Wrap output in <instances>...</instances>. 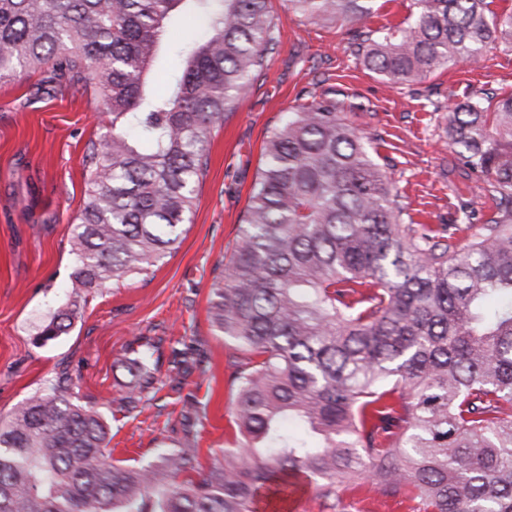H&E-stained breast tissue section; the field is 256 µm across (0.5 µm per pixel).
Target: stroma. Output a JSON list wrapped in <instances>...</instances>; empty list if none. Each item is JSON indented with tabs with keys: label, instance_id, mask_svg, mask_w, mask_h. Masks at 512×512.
Listing matches in <instances>:
<instances>
[{
	"label": "stroma",
	"instance_id": "35a3bbf8",
	"mask_svg": "<svg viewBox=\"0 0 512 512\" xmlns=\"http://www.w3.org/2000/svg\"><path fill=\"white\" fill-rule=\"evenodd\" d=\"M270 7L277 43L238 107L211 132L209 171L178 249L153 279L121 278L100 288L68 334L42 345L34 342L37 333L67 299L68 237L85 200L87 144L111 116L40 72L0 82V418L43 393L65 368L79 403L107 418L112 458L153 460L165 446V424L179 416L176 395L160 391L128 417L113 415L104 402L129 389L121 361L136 337H162V378L173 347L194 337L206 353L205 371L193 374L185 390L206 409L200 460L210 464L234 447L236 391L226 370L228 343L208 320L209 288L232 252L267 133L312 100L334 102L368 137L405 207L403 223L456 224L463 204L490 215L491 201L458 176L457 155L440 132L449 107L466 96L512 94V49L489 48L476 61L393 87L357 60L356 34L401 23L412 0H384L356 27L309 22L285 0H270Z\"/></svg>",
	"mask_w": 512,
	"mask_h": 512
}]
</instances>
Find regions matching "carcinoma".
<instances>
[{
  "mask_svg": "<svg viewBox=\"0 0 512 512\" xmlns=\"http://www.w3.org/2000/svg\"><path fill=\"white\" fill-rule=\"evenodd\" d=\"M376 0H288L308 21L359 23ZM493 0H414L402 27L368 30L360 63L414 82L488 46L512 47ZM207 36L181 73L154 65L174 14ZM276 44L268 0H0V81L49 70L112 115L87 148L86 198L69 236L70 303L35 343L69 332L109 280L147 278L181 244L208 136ZM461 176L482 179L490 217L401 224L403 206L369 147L312 100L274 128L244 224L214 277L208 317L231 341L237 446L205 468L192 394L150 462L109 463V426L78 403L67 369L0 421V512H264L312 486L326 512L369 487L416 512H512V97L448 109ZM138 337L123 363L129 416L163 388L181 394L203 363L172 350L166 380Z\"/></svg>",
  "mask_w": 512,
  "mask_h": 512,
  "instance_id": "carcinoma-1",
  "label": "carcinoma"
}]
</instances>
